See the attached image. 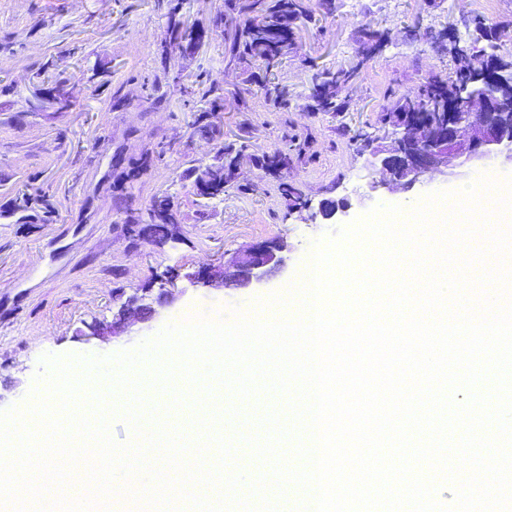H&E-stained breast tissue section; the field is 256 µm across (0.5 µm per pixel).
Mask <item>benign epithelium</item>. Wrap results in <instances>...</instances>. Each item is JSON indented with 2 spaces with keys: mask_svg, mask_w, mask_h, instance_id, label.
<instances>
[{
  "mask_svg": "<svg viewBox=\"0 0 512 512\" xmlns=\"http://www.w3.org/2000/svg\"><path fill=\"white\" fill-rule=\"evenodd\" d=\"M477 32L484 40L476 51L481 72L458 89L457 109L440 128L435 122L404 118L389 123L392 145L380 157L386 179L373 183L372 190L409 189L437 175L462 176L460 168L492 160L512 165V113L504 111L506 93L512 92V38L490 35L482 28ZM287 252L284 238L264 241L219 267L202 264L187 277L198 288H255L268 272L284 267ZM175 281L164 276L158 289L136 290L112 322L87 325L89 336L105 340L136 323L152 322L175 300Z\"/></svg>",
  "mask_w": 512,
  "mask_h": 512,
  "instance_id": "7a95c632",
  "label": "benign epithelium"
}]
</instances>
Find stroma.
Wrapping results in <instances>:
<instances>
[{
	"instance_id": "1",
	"label": "stroma",
	"mask_w": 512,
	"mask_h": 512,
	"mask_svg": "<svg viewBox=\"0 0 512 512\" xmlns=\"http://www.w3.org/2000/svg\"><path fill=\"white\" fill-rule=\"evenodd\" d=\"M185 28L207 27L201 48L184 57L169 45L158 0H0V408L22 402L43 355H111L134 348L164 324L193 314L224 315L236 306L256 312L258 300L284 291L307 263L314 241L338 224L301 219L279 184L299 189L311 209L325 199L348 204L340 224L379 205L412 210L428 194L454 189L437 177L410 189L372 190L380 179L373 156L384 136L382 115L397 96L416 95L429 74L451 75L453 55L410 31L454 26L473 45L466 19L485 18L512 35V0H336V11L314 14L298 32V51L273 74L286 85L291 108L268 111L262 82L250 67L226 68L224 33L212 26L224 0H178ZM384 32L387 45L362 58L361 28ZM362 62L341 88V112L311 111V68ZM67 79L77 92L64 111H32L33 88ZM207 80L224 94L210 115L216 132L200 135L196 113L181 103V87ZM168 84L165 99L151 96ZM125 95L112 105L114 92ZM307 144L280 177L262 175L256 157L285 142ZM167 152L125 190L114 189L117 168L157 144ZM242 146L235 181L215 198L198 196L186 173L216 162L224 145ZM148 208L170 197L181 211L180 241L158 246L126 223L120 200ZM286 238L288 260L256 288L204 290L183 277L201 263L217 264L252 244ZM178 274L180 291L159 320L101 342L81 336L86 322L108 321L122 294L150 287L163 272Z\"/></svg>"
}]
</instances>
